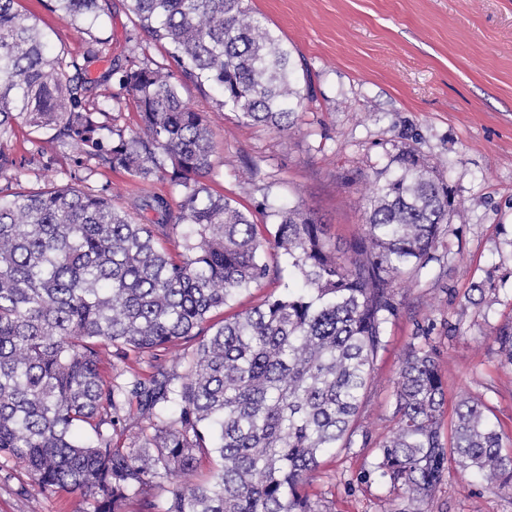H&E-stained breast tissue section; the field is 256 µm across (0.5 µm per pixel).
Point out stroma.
I'll list each match as a JSON object with an SVG mask.
<instances>
[{
    "instance_id": "1",
    "label": "stroma",
    "mask_w": 512,
    "mask_h": 512,
    "mask_svg": "<svg viewBox=\"0 0 512 512\" xmlns=\"http://www.w3.org/2000/svg\"><path fill=\"white\" fill-rule=\"evenodd\" d=\"M55 47L73 55L100 39L87 67L86 98L117 92L114 61L128 54L164 63V48L137 35L129 0H110L96 20L74 28L49 0H20ZM258 16L290 46L309 94L290 129L241 124L218 111L217 92L183 83L184 103L209 113L215 142L214 192L270 224L264 206L298 205L326 224L332 244L363 236L376 181L410 153L448 188L458 214L435 261L411 286H396V317L374 364L358 423L366 446L323 455L306 485L316 512H405L407 500L373 471L378 446L394 427V379L408 345L433 350L447 401L478 398L512 437V366L495 336L512 327V0H252ZM138 36V35H137ZM43 155L32 158L31 138ZM7 148L18 179L0 177V195L69 184L75 149L50 132L16 126ZM80 189H108L127 203L140 185L92 165ZM80 493L40 491L24 467L0 462V512H89ZM425 512H512V490L490 489L449 468Z\"/></svg>"
}]
</instances>
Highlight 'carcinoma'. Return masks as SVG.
I'll return each mask as SVG.
<instances>
[{"label":"carcinoma","mask_w":512,"mask_h":512,"mask_svg":"<svg viewBox=\"0 0 512 512\" xmlns=\"http://www.w3.org/2000/svg\"><path fill=\"white\" fill-rule=\"evenodd\" d=\"M19 0H0V177L19 178L4 141L15 126L55 137L141 183L166 180L180 200L143 196L139 216L107 193L74 186L0 197V459L23 464L43 492L79 491L93 512H315L302 489L331 448L356 443L360 405L393 288L433 258L450 223L448 188L412 156L375 185L364 236L332 247L325 225L296 206L252 213L205 183L210 119L183 103L184 81L218 89L219 110L281 132L303 104L292 52L248 0H130L178 70L115 66L116 108L137 129L84 103L86 67L54 51ZM62 20L95 19L108 0H51ZM182 240L173 255L167 243ZM284 255L299 287L217 326L210 314L270 277ZM196 342L173 367L170 346ZM512 364V328L496 336ZM148 357L153 371L105 382L102 357ZM396 426L374 472L410 505L432 499L448 466L512 488L508 437L473 397L443 431L446 392L433 351L408 346L395 379ZM140 427L131 448L113 435ZM205 459L211 479L198 482Z\"/></svg>","instance_id":"1"}]
</instances>
